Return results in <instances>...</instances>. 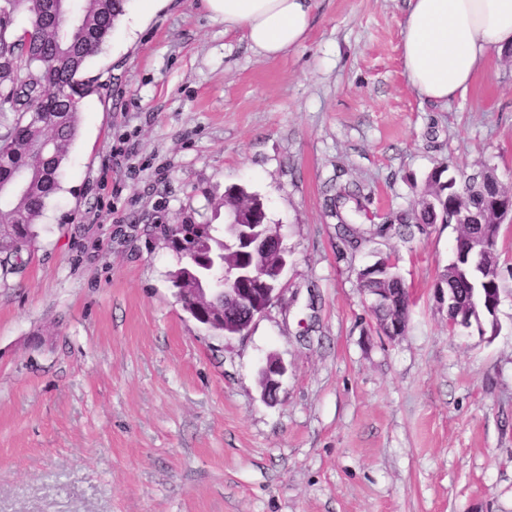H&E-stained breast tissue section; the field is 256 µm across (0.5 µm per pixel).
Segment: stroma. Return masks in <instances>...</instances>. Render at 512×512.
Instances as JSON below:
<instances>
[{"mask_svg": "<svg viewBox=\"0 0 512 512\" xmlns=\"http://www.w3.org/2000/svg\"><path fill=\"white\" fill-rule=\"evenodd\" d=\"M407 8L317 0L270 60L202 0H127L84 72L61 188L0 273V512H512V224L495 316L452 332L435 286L456 225L348 256L327 209L331 184L357 185L363 232L417 211L438 168L512 182V55L423 100ZM232 186L288 257L280 302L225 338L177 302L156 227L223 223ZM388 254L414 299L397 337L357 279ZM283 372V366L276 359L270 358L266 366L261 370V384L263 396L267 399H274L279 388L276 376Z\"/></svg>", "mask_w": 512, "mask_h": 512, "instance_id": "35a3bbf8", "label": "stroma"}]
</instances>
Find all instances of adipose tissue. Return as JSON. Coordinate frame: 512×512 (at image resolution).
<instances>
[{"label": "adipose tissue", "instance_id": "1", "mask_svg": "<svg viewBox=\"0 0 512 512\" xmlns=\"http://www.w3.org/2000/svg\"><path fill=\"white\" fill-rule=\"evenodd\" d=\"M225 29L240 28L269 59L306 38L314 0H203ZM512 49V0H409L402 22L404 73L423 99L464 95L493 53Z\"/></svg>", "mask_w": 512, "mask_h": 512}]
</instances>
